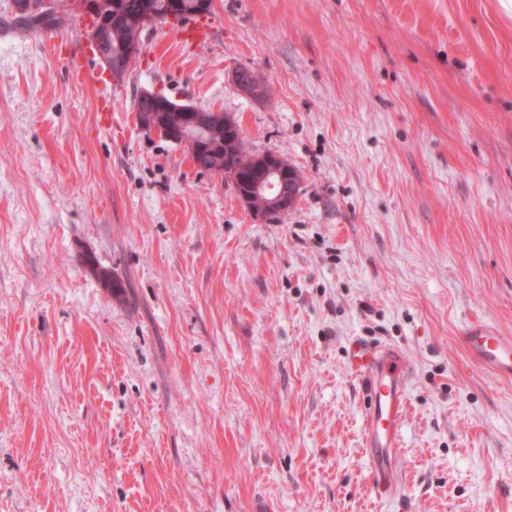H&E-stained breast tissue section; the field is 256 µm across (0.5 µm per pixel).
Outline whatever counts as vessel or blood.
<instances>
[{"label":"vessel or blood","instance_id":"vessel-or-blood-1","mask_svg":"<svg viewBox=\"0 0 512 512\" xmlns=\"http://www.w3.org/2000/svg\"><path fill=\"white\" fill-rule=\"evenodd\" d=\"M210 31V20L202 18L180 27L176 38L200 45L208 40ZM464 340L472 359L482 368L497 377L512 378V335L477 322L467 328ZM347 365L360 380L366 399L363 439L371 488L379 500L389 502L401 482L393 460L400 446L412 368L401 348L362 338L350 344Z\"/></svg>","mask_w":512,"mask_h":512}]
</instances>
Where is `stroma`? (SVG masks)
<instances>
[{"instance_id":"35a3bbf8","label":"stroma","mask_w":512,"mask_h":512,"mask_svg":"<svg viewBox=\"0 0 512 512\" xmlns=\"http://www.w3.org/2000/svg\"><path fill=\"white\" fill-rule=\"evenodd\" d=\"M15 15L0 0V512H385L359 336L413 372L386 512H512V379L462 340L512 334V11L214 0L207 43L155 25L95 88L72 14ZM144 89L233 116L298 171L294 206L257 217L141 129ZM246 69L237 68L232 71L231 76L234 84L245 96L255 100L264 99L267 94L266 85L252 70Z\"/></svg>"}]
</instances>
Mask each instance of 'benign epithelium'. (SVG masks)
<instances>
[{"mask_svg": "<svg viewBox=\"0 0 512 512\" xmlns=\"http://www.w3.org/2000/svg\"><path fill=\"white\" fill-rule=\"evenodd\" d=\"M57 0H18L16 8L24 14L39 15L56 12ZM67 10L81 14L101 25L108 12L115 7L112 0H66ZM213 0H168L166 20L168 23L185 24L204 17L212 10ZM157 15L144 12L127 19L122 25L124 39L118 45V53L105 45V36L95 42L96 53L114 80L124 78L127 70L140 53V33L157 24ZM232 80L239 91L247 97L261 100L266 97V85L251 70L237 68L232 71ZM224 119V139L209 145L201 144L196 133L210 135L215 121ZM139 126L166 141L182 145L189 151L208 152L211 162L198 164L196 168L205 174L222 175L230 182L242 203L254 213L269 219L282 216L290 210L300 188L297 170L283 157L272 154H254L248 158L249 165L222 166V155L241 153L235 122L229 114L218 110L210 113L191 105H177L164 98L157 90H144L139 95L136 108Z\"/></svg>", "mask_w": 512, "mask_h": 512, "instance_id": "7a95c632", "label": "benign epithelium"}]
</instances>
